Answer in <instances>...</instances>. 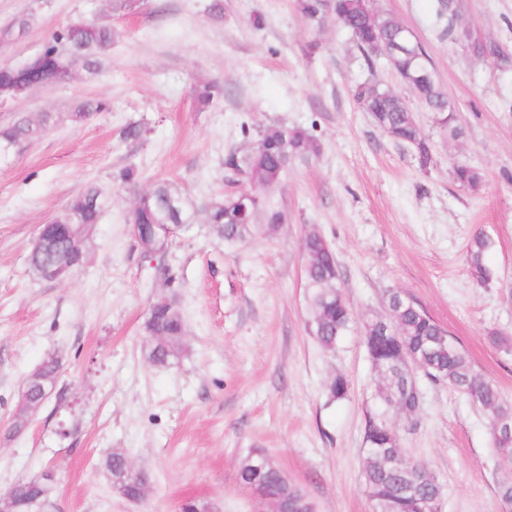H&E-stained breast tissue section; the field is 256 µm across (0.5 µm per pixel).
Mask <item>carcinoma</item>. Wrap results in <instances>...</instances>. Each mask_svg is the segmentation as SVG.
I'll use <instances>...</instances> for the list:
<instances>
[{
	"label": "carcinoma",
	"instance_id": "1",
	"mask_svg": "<svg viewBox=\"0 0 512 512\" xmlns=\"http://www.w3.org/2000/svg\"><path fill=\"white\" fill-rule=\"evenodd\" d=\"M300 14L311 22L323 20L325 0H298ZM336 19L347 28L368 67L374 66L372 42L401 44L404 49L390 61L397 73L413 77L410 89L419 102L436 116L440 128L448 137L459 139L463 131L455 124V106L443 93L436 70L415 40L404 38L405 26L388 13L379 10L372 0H334ZM33 15L24 13L12 25L0 30V43L12 41L17 34L31 26ZM112 26L104 23L74 21L54 31L41 50L19 65L0 64V99H11L18 86L36 88L68 83L78 69L94 71L100 58L112 47ZM224 88L215 82H206L197 88V100L203 105L217 102ZM354 98L370 113L376 126L401 147H410L421 168L432 160V149L422 133L408 103L389 88L379 84L368 93L355 87ZM109 109L105 99H96L82 105L72 114L75 121L90 119ZM52 116L42 114L34 122L19 116L7 125H0V159L18 153L26 142L48 128ZM319 151V144L301 127L269 128L257 145L241 156L227 154L224 167L242 174L249 182L246 191L234 189L224 194V201L215 202L206 209V222L213 232L226 242L244 240L257 230L268 236L278 232L284 215L266 190L279 184L288 168L305 163ZM453 179L462 188L479 191L484 182L480 169L458 163L453 167ZM106 201L100 190L92 185L69 198L53 223L42 226L44 233L55 238V248L46 252L28 254V266L34 276L65 254V238L57 224H97ZM132 219L140 224V232L148 234L153 224L186 223L185 202L180 193L167 181L156 182L140 197ZM306 245L305 279L311 291L313 311L312 330L319 344L326 350L336 347L351 322V310L337 285L336 254L318 232H308ZM492 247L490 238L478 232L467 246V270L473 280L486 284L494 277L487 263ZM147 360L164 367L179 358L185 348L183 315L169 301L155 303L145 322ZM441 327L421 306L411 300L395 311L390 320H373L365 327V341L376 378V396L379 407L370 415L365 427V440L377 453H368L363 466L364 488L374 504L375 512H439L442 488L436 475L424 464L408 457L401 448V438L391 422L387 403L392 397L401 399L403 413L412 414L418 407V389L400 372L403 356L412 355L419 363V373L432 383H446L480 410L488 419L494 450L506 465H512V432L498 427L502 419L512 420V402L503 397L495 383L476 373L465 354L451 339L443 338ZM59 360L45 359L35 375V386L51 388L58 380ZM349 381L342 375L334 376L326 390L332 400H341L349 392ZM121 450L112 451L102 462L112 489L129 501H140L147 496L148 480L126 472ZM240 483L271 503H277L288 512H300L304 491L290 482L286 474L265 450H253L241 462ZM50 479H24L16 482L9 493L11 512H31L33 505L46 500Z\"/></svg>",
	"mask_w": 512,
	"mask_h": 512
}]
</instances>
